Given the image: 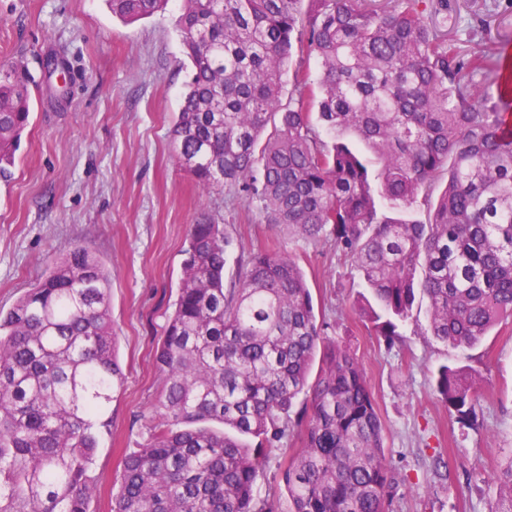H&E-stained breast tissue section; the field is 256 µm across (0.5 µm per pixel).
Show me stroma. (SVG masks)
<instances>
[{
    "label": "stroma",
    "mask_w": 512,
    "mask_h": 512,
    "mask_svg": "<svg viewBox=\"0 0 512 512\" xmlns=\"http://www.w3.org/2000/svg\"><path fill=\"white\" fill-rule=\"evenodd\" d=\"M180 7L171 0L164 13L127 24L106 0H0V61L37 82L16 164L0 177V310L75 245H90L112 272L125 384L101 437L89 512H112L124 456L144 438L163 387L154 354L177 298L187 232L204 218L233 239L226 274L250 251L299 257L326 339L350 346L367 373L385 426L393 512H494L496 474L512 455V319L461 352L430 336L422 301L387 344L360 318L359 274L330 242L304 243L267 224L257 205L219 189L202 193L170 146L191 72ZM480 25L512 44V0H448V36L458 46L476 50L470 32ZM52 54L69 68L62 99L44 65ZM448 363L481 377L474 418L449 412L434 391L433 374Z\"/></svg>",
    "instance_id": "35a3bbf8"
}]
</instances>
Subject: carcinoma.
<instances>
[{"label":"carcinoma","instance_id":"carcinoma-1","mask_svg":"<svg viewBox=\"0 0 512 512\" xmlns=\"http://www.w3.org/2000/svg\"><path fill=\"white\" fill-rule=\"evenodd\" d=\"M169 2L108 5L135 22ZM426 11L423 0H182L191 76L170 137L202 191L256 199L267 223L331 241L371 294L358 311L375 335L393 342L425 298L430 335L464 350L512 318V54L484 27L471 39L491 54L463 50ZM295 46L320 74L315 90L294 74L293 109L281 94ZM491 55L505 85L495 99L482 86ZM30 102L19 66L1 61L0 175ZM445 172L429 220L402 218ZM187 241L155 353L163 388L146 442L125 455L113 512H280L257 492L272 454L284 458L288 512H390L372 388L349 347L324 337L296 258L253 251L227 280V230L192 224ZM110 281L78 244L0 312V512H88L125 379ZM479 381L444 365L435 389L468 418ZM294 439L301 447H288ZM497 482L495 512H512V455Z\"/></svg>","mask_w":512,"mask_h":512}]
</instances>
